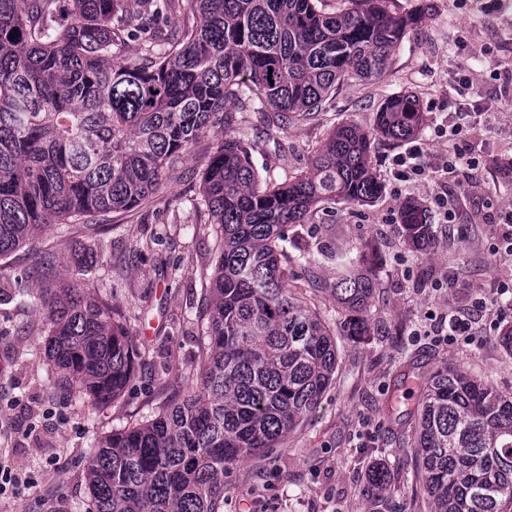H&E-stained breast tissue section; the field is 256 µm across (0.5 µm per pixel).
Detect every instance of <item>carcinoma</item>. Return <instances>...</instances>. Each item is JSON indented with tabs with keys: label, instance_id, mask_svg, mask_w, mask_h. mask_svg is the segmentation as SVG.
Wrapping results in <instances>:
<instances>
[{
	"label": "carcinoma",
	"instance_id": "carcinoma-1",
	"mask_svg": "<svg viewBox=\"0 0 512 512\" xmlns=\"http://www.w3.org/2000/svg\"><path fill=\"white\" fill-rule=\"evenodd\" d=\"M138 1V11L131 10ZM174 0H0V258L55 224L139 205L205 131L227 126L235 103L285 129L315 116L349 79L375 81L419 14L390 0H188L191 18L168 21ZM17 32L12 38L10 33ZM137 58H125L129 42ZM413 94H394L374 134L337 127L310 166L259 177L244 143L224 136L211 152L202 202L219 259L200 337L209 353L181 402L104 436L85 462L88 512H217L237 461L275 448L317 409L336 372L330 325L286 287L288 228L322 201L375 198L371 139L416 134ZM425 246L432 225L418 207L400 212ZM336 300L369 330L372 280L358 257L331 256ZM47 254L19 295L47 311L45 357L93 403L132 376L134 349L116 312L68 278ZM416 469L430 512H512V396L460 368H438L415 423ZM388 493L387 472L368 480Z\"/></svg>",
	"mask_w": 512,
	"mask_h": 512
}]
</instances>
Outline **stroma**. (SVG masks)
I'll return each instance as SVG.
<instances>
[{
  "label": "stroma",
  "mask_w": 512,
  "mask_h": 512,
  "mask_svg": "<svg viewBox=\"0 0 512 512\" xmlns=\"http://www.w3.org/2000/svg\"><path fill=\"white\" fill-rule=\"evenodd\" d=\"M426 4L423 21L409 30L380 80L344 82L326 112L294 121L286 130L268 126L261 113L234 110L232 135L244 139L259 174L282 176L303 169L311 151L332 129L353 124L372 129L386 96L416 95L424 114L418 139L444 152L434 137L450 100L460 98L457 42H466L474 74L489 59L512 61V8L499 12L486 0H394L404 11ZM480 113L471 141L482 156L512 153V98ZM221 133L208 130L171 165L159 190L138 207L104 214L105 232L85 224H59L0 260V455L30 482L0 495V512H85L84 463L112 430L141 421L180 402L195 387L205 355L199 338L206 305L203 284L216 261L212 217L190 199L202 194V173ZM407 142L377 140L374 170L382 185L365 205L319 203L311 223L292 227L289 255L308 253V266L289 265L287 287L298 289L336 333L333 382L305 422L277 448L236 464L224 486L219 512H377L366 490L373 466L387 468L394 512H427L416 479L411 438L420 392L428 374L453 364L512 393V357L501 341L512 327V263L497 261L492 245L503 231L500 214L512 204V184L491 166L466 179L448 175V206L457 221L446 224L432 202L430 182L396 183L393 156ZM426 210L433 226L430 248L406 237L402 206ZM98 256L92 293L110 298L135 345L133 374L112 402L91 406L63 374L51 373L43 343L44 311L22 303L18 275L44 254L55 258L56 276L81 280L79 248ZM363 255L372 277L371 334L344 336L350 314L332 292L331 254ZM465 314L468 339L446 345L435 334L441 316Z\"/></svg>",
  "instance_id": "35a3bbf8"
}]
</instances>
